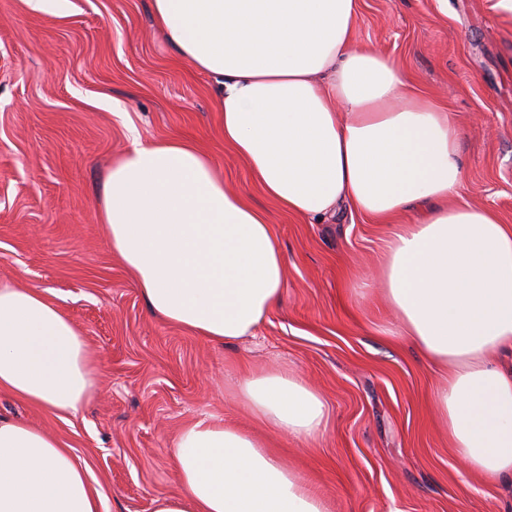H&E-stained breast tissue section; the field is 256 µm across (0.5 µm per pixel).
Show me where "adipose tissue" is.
Segmentation results:
<instances>
[{
  "label": "adipose tissue",
  "mask_w": 512,
  "mask_h": 512,
  "mask_svg": "<svg viewBox=\"0 0 512 512\" xmlns=\"http://www.w3.org/2000/svg\"><path fill=\"white\" fill-rule=\"evenodd\" d=\"M158 30L208 75L224 142L281 209L341 208L388 224L380 292L446 378L434 404L454 456L512 478V226L458 201L462 130L407 95L389 57L358 47V0H153ZM97 217L149 312L209 342L252 335L279 304L285 257L266 214L225 189L211 158L172 137L113 161ZM81 329L38 289L0 280V392L63 419L94 389ZM269 432L316 440L330 413L299 374L237 385ZM181 490L153 512H328L265 440L199 420L172 445ZM89 473L37 425L0 417V512H101Z\"/></svg>",
  "instance_id": "ef3b65f1"
}]
</instances>
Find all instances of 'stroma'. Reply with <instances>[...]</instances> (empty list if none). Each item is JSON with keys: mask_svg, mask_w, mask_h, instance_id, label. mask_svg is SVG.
<instances>
[{"mask_svg": "<svg viewBox=\"0 0 512 512\" xmlns=\"http://www.w3.org/2000/svg\"><path fill=\"white\" fill-rule=\"evenodd\" d=\"M359 47L388 55L409 93L464 131L460 201L512 225V11L499 0H360ZM207 151L227 190L266 211L286 259L282 301L253 336L218 347L152 316L97 219L102 186L132 136ZM386 225L343 212L313 224L253 183L225 144L210 79L157 32L151 0H64L54 13L0 0V280L40 289L82 330L96 391L59 419L0 393V415L41 426L87 467L103 512H153L177 493L171 445L208 418L250 432L245 376L282 367L330 405L323 436L266 434L332 512H512V486L450 453L439 375L386 336L376 287Z\"/></svg>", "mask_w": 512, "mask_h": 512, "instance_id": "obj_1", "label": "stroma"}]
</instances>
